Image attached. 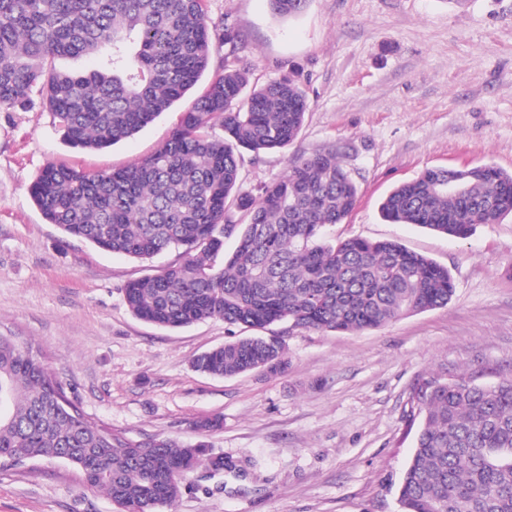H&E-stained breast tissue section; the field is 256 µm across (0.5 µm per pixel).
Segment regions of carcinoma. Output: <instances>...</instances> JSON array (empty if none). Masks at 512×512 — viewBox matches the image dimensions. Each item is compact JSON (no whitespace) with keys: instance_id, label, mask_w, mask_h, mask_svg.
Returning a JSON list of instances; mask_svg holds the SVG:
<instances>
[{"instance_id":"cac0c4a2","label":"carcinoma","mask_w":512,"mask_h":512,"mask_svg":"<svg viewBox=\"0 0 512 512\" xmlns=\"http://www.w3.org/2000/svg\"><path fill=\"white\" fill-rule=\"evenodd\" d=\"M309 0H270L293 17ZM218 39L205 0H0V108L23 109L39 91L62 141L98 152L151 125L209 68ZM91 56L87 73L57 70L63 56ZM308 100L293 76L249 87L226 69L181 113L168 139L141 162L93 174L48 163L29 187L44 219L67 237L135 259L166 251L181 261L129 282L126 305L163 328L219 319L252 332L194 361L213 376L286 368L274 323L358 332L448 304V268L395 240L331 243L324 230L353 211L358 188L333 153L299 156L260 196L241 189L242 150L288 147ZM450 168L394 187L380 213L466 238L512 214V173L471 168L461 195L440 190ZM247 217L239 224L234 213ZM236 237L231 255L224 239ZM415 445L398 488L401 512H512V377L485 387L436 375L413 389ZM59 455L84 486L118 512H173L198 468L234 467L203 442L139 443L90 420L33 351L0 334V463Z\"/></svg>"}]
</instances>
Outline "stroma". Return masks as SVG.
Wrapping results in <instances>:
<instances>
[{"instance_id": "1", "label": "stroma", "mask_w": 512, "mask_h": 512, "mask_svg": "<svg viewBox=\"0 0 512 512\" xmlns=\"http://www.w3.org/2000/svg\"><path fill=\"white\" fill-rule=\"evenodd\" d=\"M232 31L206 78L245 67L260 86L297 72L309 110L288 147L244 153L238 183L259 194L290 158L336 151L358 185L331 239H395L448 268V305L360 332L275 324L285 372L215 377L199 354L240 335L207 320L164 329L137 319L123 289L176 262L103 252L45 221L28 187L44 165L95 171L140 162L176 125L179 101L103 152L66 146L41 102L0 110V334L17 337L93 421L133 440L204 441L236 475L195 471L175 512H399L413 449V386L436 373L489 386L512 377V215L465 239L383 220L395 186L434 167L512 172V0H310L275 15L269 0H208ZM217 417L204 434L196 421ZM0 512H116L60 460L0 467Z\"/></svg>"}]
</instances>
